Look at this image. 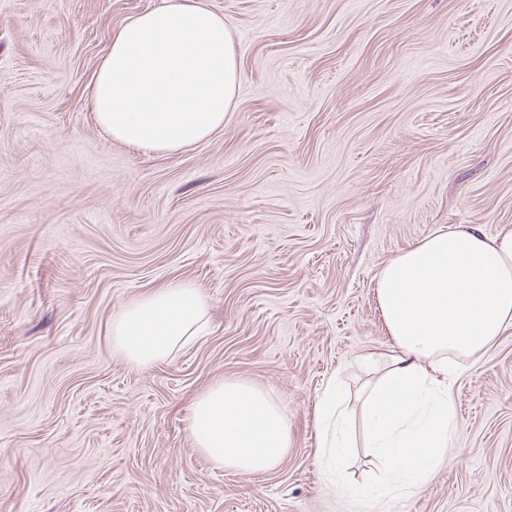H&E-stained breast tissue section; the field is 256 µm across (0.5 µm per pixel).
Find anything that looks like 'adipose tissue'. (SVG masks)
Masks as SVG:
<instances>
[{
  "label": "adipose tissue",
  "instance_id": "ef3b65f1",
  "mask_svg": "<svg viewBox=\"0 0 512 512\" xmlns=\"http://www.w3.org/2000/svg\"><path fill=\"white\" fill-rule=\"evenodd\" d=\"M241 77L223 13L205 0H162L113 33L91 84L92 110L109 139L177 152L223 129ZM375 299L390 350L360 411L379 474L374 502L383 508L411 497L444 465L456 432L452 377L512 329V225L493 236L472 224L427 235L383 263ZM207 321L198 288L176 282L124 306L108 335L129 364L147 367L193 343ZM348 422L344 396L329 381L316 421L324 467L344 454ZM187 429L216 470L264 473L288 453L285 407L243 379L203 390Z\"/></svg>",
  "mask_w": 512,
  "mask_h": 512
}]
</instances>
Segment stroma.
I'll use <instances>...</instances> for the list:
<instances>
[{
    "label": "stroma",
    "mask_w": 512,
    "mask_h": 512,
    "mask_svg": "<svg viewBox=\"0 0 512 512\" xmlns=\"http://www.w3.org/2000/svg\"><path fill=\"white\" fill-rule=\"evenodd\" d=\"M242 80L185 150L108 140L112 34L160 0H0V512H366L375 461L318 459L320 395L386 352L376 277L429 233L512 225V0H205ZM196 285L207 332L131 366L113 315ZM244 379L288 411L256 475L212 469L193 398ZM448 462L390 512H512V330L456 375Z\"/></svg>",
    "instance_id": "1"
}]
</instances>
